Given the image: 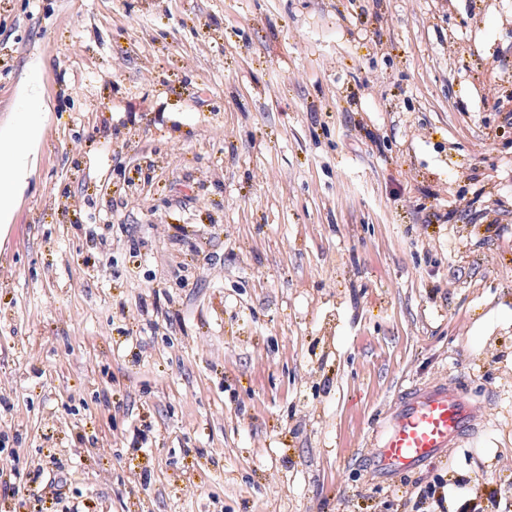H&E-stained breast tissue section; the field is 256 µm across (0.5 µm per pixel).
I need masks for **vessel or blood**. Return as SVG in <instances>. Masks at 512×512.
Instances as JSON below:
<instances>
[{"label":"vessel or blood","instance_id":"1","mask_svg":"<svg viewBox=\"0 0 512 512\" xmlns=\"http://www.w3.org/2000/svg\"><path fill=\"white\" fill-rule=\"evenodd\" d=\"M479 423L467 387L447 382L410 387L375 431L370 468L381 478L416 470L458 447Z\"/></svg>","mask_w":512,"mask_h":512}]
</instances>
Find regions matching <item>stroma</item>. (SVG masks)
<instances>
[{
  "mask_svg": "<svg viewBox=\"0 0 512 512\" xmlns=\"http://www.w3.org/2000/svg\"><path fill=\"white\" fill-rule=\"evenodd\" d=\"M36 59L0 512H512V0H0V134ZM438 381L478 432L375 477Z\"/></svg>",
  "mask_w": 512,
  "mask_h": 512,
  "instance_id": "35a3bbf8",
  "label": "stroma"
}]
</instances>
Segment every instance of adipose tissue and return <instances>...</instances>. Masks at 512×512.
<instances>
[{"mask_svg":"<svg viewBox=\"0 0 512 512\" xmlns=\"http://www.w3.org/2000/svg\"><path fill=\"white\" fill-rule=\"evenodd\" d=\"M42 72V64H35L24 90L23 110L13 128L0 135V218L7 220L11 219L20 193L36 168L31 146L43 127Z\"/></svg>","mask_w":512,"mask_h":512,"instance_id":"adipose-tissue-1","label":"adipose tissue"}]
</instances>
